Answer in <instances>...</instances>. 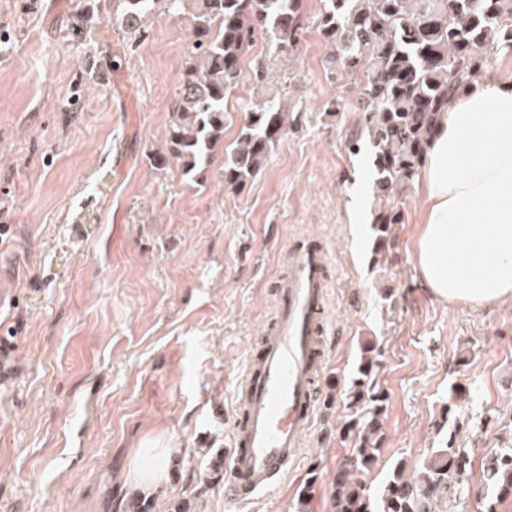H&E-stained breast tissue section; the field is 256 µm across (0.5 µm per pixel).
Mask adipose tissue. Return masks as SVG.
<instances>
[{
	"label": "adipose tissue",
	"mask_w": 512,
	"mask_h": 512,
	"mask_svg": "<svg viewBox=\"0 0 512 512\" xmlns=\"http://www.w3.org/2000/svg\"><path fill=\"white\" fill-rule=\"evenodd\" d=\"M422 180L416 242L437 298L486 307L512 301V85L484 79L438 125Z\"/></svg>",
	"instance_id": "adipose-tissue-1"
}]
</instances>
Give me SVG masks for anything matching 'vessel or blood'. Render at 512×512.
I'll return each mask as SVG.
<instances>
[{"instance_id": "obj_1", "label": "vessel or blood", "mask_w": 512, "mask_h": 512, "mask_svg": "<svg viewBox=\"0 0 512 512\" xmlns=\"http://www.w3.org/2000/svg\"><path fill=\"white\" fill-rule=\"evenodd\" d=\"M288 272L276 283L275 317L240 383V416L225 458L232 505L250 501L287 473L302 446L326 363L324 310L328 254L310 241L288 250Z\"/></svg>"}]
</instances>
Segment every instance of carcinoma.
<instances>
[{"instance_id": "cac0c4a2", "label": "carcinoma", "mask_w": 512, "mask_h": 512, "mask_svg": "<svg viewBox=\"0 0 512 512\" xmlns=\"http://www.w3.org/2000/svg\"><path fill=\"white\" fill-rule=\"evenodd\" d=\"M122 25L138 30L155 15L159 0H123ZM190 13L192 50L169 125L163 168L174 157L190 173L210 159L224 139V98L241 77V59L256 35L271 38L289 56L299 43L303 0H166ZM329 45L331 73L367 72L359 99L375 176L373 224L377 250L401 221L398 200L415 182L429 142L449 106L493 55L512 51V0H323L320 19ZM258 85L267 83L265 56L252 57ZM288 131V111L267 97L248 107L231 149L224 150V187L241 189L266 165ZM365 349L351 404L369 405L361 418L339 428L340 439L358 444L352 463L336 474L332 512H440L458 502L473 458L450 437L413 473L396 463L379 495L371 499L351 470L370 468L385 394L369 383L376 365ZM483 477L491 495L479 512H496L494 499L512 494V448L490 456Z\"/></svg>"}]
</instances>
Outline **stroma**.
Masks as SVG:
<instances>
[{"instance_id": "35a3bbf8", "label": "stroma", "mask_w": 512, "mask_h": 512, "mask_svg": "<svg viewBox=\"0 0 512 512\" xmlns=\"http://www.w3.org/2000/svg\"><path fill=\"white\" fill-rule=\"evenodd\" d=\"M291 58L270 55V94L292 126L264 169L225 189L223 156L184 173L166 151L192 45L187 16L121 28L118 0H0V512H124L137 451H170L153 512H331L360 356L386 395L371 494L396 463L414 469L449 435L485 456L512 447V303L437 301L416 270L422 186L402 199L384 261L372 254L375 201L360 135L362 73L332 75L320 0H304ZM259 89L250 66L224 102L235 139ZM339 110L328 111L331 100ZM323 239L332 286L320 406L287 475L229 507L210 458L229 450L243 371L272 322L290 243ZM309 500H302L306 481Z\"/></svg>"}]
</instances>
